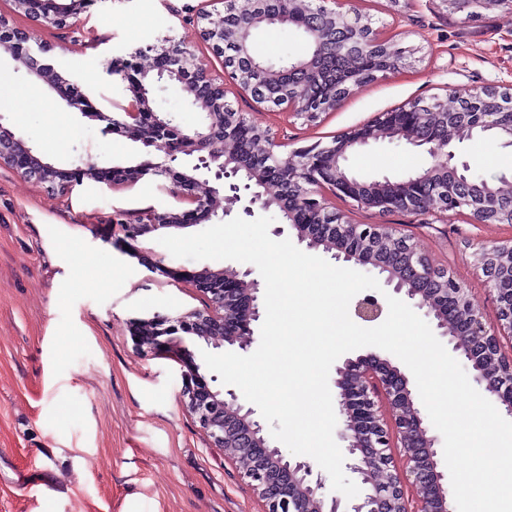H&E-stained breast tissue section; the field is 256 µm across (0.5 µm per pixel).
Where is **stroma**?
Here are the masks:
<instances>
[{
    "label": "stroma",
    "instance_id": "stroma-1",
    "mask_svg": "<svg viewBox=\"0 0 512 512\" xmlns=\"http://www.w3.org/2000/svg\"><path fill=\"white\" fill-rule=\"evenodd\" d=\"M216 7L217 0H89L72 34L40 26L0 0V13L54 45L56 62L76 67L85 85L111 99L115 113L129 97L107 64L165 35L191 42L199 61L222 73L221 58L194 25L200 10ZM358 7L383 36L414 49L413 68L354 89L312 122L270 111L233 84L228 99L295 149L329 143L410 100L444 95L450 84L462 95L474 85L512 84V12L467 20L441 0H419L402 19L392 0H360ZM305 48L291 31L268 30L256 40L257 51L275 64ZM31 86L24 73L0 71V114L59 168L72 170L87 157L104 166L134 155L129 141L102 137L99 122ZM459 152L485 179L512 171L511 150L467 141ZM425 161L379 142L349 165L371 177ZM329 203L357 224L406 225L418 248L465 284L475 305L492 310L473 251L481 240L512 239V224H475L453 211L421 224L406 212L379 218L347 198ZM153 208L182 212L190 204L150 175L116 188L87 180L62 195L0 165V512H263L247 480L179 403L181 350L198 355L205 344L175 334L166 351L137 353L132 319L206 304L187 279L203 261L171 256V276L153 272L151 259L163 246L151 238L129 247L113 222L118 212Z\"/></svg>",
    "mask_w": 512,
    "mask_h": 512
}]
</instances>
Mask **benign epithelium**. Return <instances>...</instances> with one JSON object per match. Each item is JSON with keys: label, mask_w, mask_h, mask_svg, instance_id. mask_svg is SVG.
<instances>
[{"label": "benign epithelium", "mask_w": 512, "mask_h": 512, "mask_svg": "<svg viewBox=\"0 0 512 512\" xmlns=\"http://www.w3.org/2000/svg\"><path fill=\"white\" fill-rule=\"evenodd\" d=\"M455 13L472 17L512 0H440ZM13 11L56 28L77 26L86 0H12ZM225 0L224 12L197 15L198 33L213 53L224 58V75L198 65L183 41L149 45L152 61L146 67L123 70L130 95L123 116L116 118L94 107L74 80L75 74L47 58L46 45L32 53L31 34L0 13V47L9 55L13 71L55 92L69 110L104 123L102 136L117 135L139 148L123 165L107 167L114 187L136 182L148 174L169 180L168 192L189 200L194 209L157 211L143 216L123 213L118 224L135 245L155 232L174 233L200 222L219 221L239 208L246 216L255 209L276 210L280 225L272 234L295 231L309 250L321 249L336 260L351 262L366 272L385 275V284L436 321L439 335L453 352L471 366L472 380L495 396L512 416V354H506L500 337L512 335V242L478 243L477 268L493 296L495 323L472 305L466 288L421 253L398 224H353L341 212L329 209L326 193L349 198L385 217L403 211L431 224L449 211H468L479 224H512L499 218V201L512 196V174L482 181L481 192L465 190L471 166L461 159L458 145L477 132L502 148H512V129L501 134L499 112L512 107V89L475 86L465 97L467 109L449 108L437 97L416 99L382 112L372 121L343 132L330 143H315L280 157L282 146L270 130L253 125L247 113L226 100L224 78L240 89L255 93L253 80L261 75L276 80L294 77L299 90L282 98L286 109L299 118L314 120L336 109L354 87L377 81L390 71L412 65L414 50L399 47L373 28L360 13L358 0ZM268 26L300 32L313 52L298 63L278 69L259 60L253 52L255 34ZM172 89L197 114L187 125L171 112L154 108L155 93ZM0 114V164L18 176L62 193L84 180L99 181L102 167L87 160L75 168L76 178H65L62 169L4 126ZM248 126L253 131L248 157L240 153L228 130ZM388 141L422 151L430 163L419 171L390 177L363 179L352 173L349 156L373 143ZM389 240L403 243L404 263L379 262L374 255ZM431 268L435 288H424L420 269ZM249 269L231 265L205 266L188 275L194 287L208 297L203 310L176 317L156 313L132 324L139 354L153 355L167 348L163 337L176 329L208 346L224 344L248 350L261 318L259 282ZM382 305L374 295L358 301L355 314L363 321L380 317ZM179 402L195 417L214 448L224 449L242 477L249 480L264 503V512H452L448 508L447 477L438 470V437L431 433L416 392L408 377L390 356L369 353L346 358L336 366V400L343 417L339 435L351 458L346 468L357 475L360 491L343 501L324 492L325 481L306 461L291 460L270 444L252 408L238 404L234 390L213 386L194 354L183 348ZM400 442L405 473L394 464L392 439Z\"/></svg>", "instance_id": "obj_1"}]
</instances>
